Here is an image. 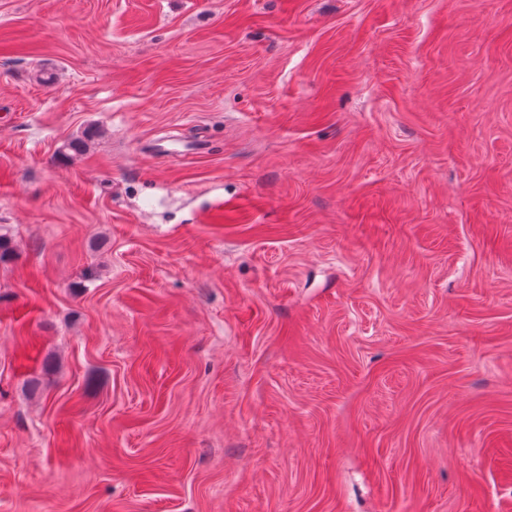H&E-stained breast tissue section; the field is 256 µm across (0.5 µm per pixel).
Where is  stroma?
<instances>
[{
	"instance_id": "1",
	"label": "stroma",
	"mask_w": 512,
	"mask_h": 512,
	"mask_svg": "<svg viewBox=\"0 0 512 512\" xmlns=\"http://www.w3.org/2000/svg\"><path fill=\"white\" fill-rule=\"evenodd\" d=\"M0 225V512H512V0H0Z\"/></svg>"
}]
</instances>
